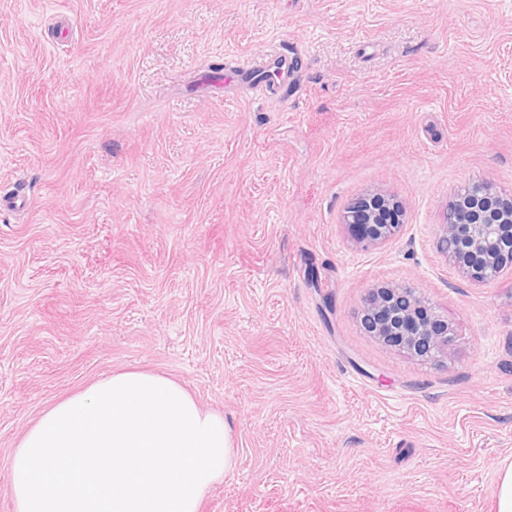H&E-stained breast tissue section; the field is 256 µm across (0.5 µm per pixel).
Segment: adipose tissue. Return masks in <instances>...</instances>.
Here are the masks:
<instances>
[{"instance_id": "obj_1", "label": "adipose tissue", "mask_w": 512, "mask_h": 512, "mask_svg": "<svg viewBox=\"0 0 512 512\" xmlns=\"http://www.w3.org/2000/svg\"><path fill=\"white\" fill-rule=\"evenodd\" d=\"M235 458L223 416L176 380L119 371L25 432L10 466L14 512H199Z\"/></svg>"}]
</instances>
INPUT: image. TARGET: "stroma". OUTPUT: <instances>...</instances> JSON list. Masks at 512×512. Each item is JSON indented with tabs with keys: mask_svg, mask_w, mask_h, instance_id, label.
Returning <instances> with one entry per match:
<instances>
[{
	"mask_svg": "<svg viewBox=\"0 0 512 512\" xmlns=\"http://www.w3.org/2000/svg\"><path fill=\"white\" fill-rule=\"evenodd\" d=\"M288 51L276 101L204 76ZM512 192V0H0V512L52 402L115 370L223 413L200 512H497L512 462V273L439 250L469 183ZM404 206L356 247V197ZM416 288L455 336L367 335ZM361 324L383 344L421 359L447 354L454 336L448 318L435 312L415 289L403 285L371 289Z\"/></svg>",
	"mask_w": 512,
	"mask_h": 512,
	"instance_id": "1",
	"label": "stroma"
}]
</instances>
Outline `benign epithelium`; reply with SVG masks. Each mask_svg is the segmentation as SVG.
<instances>
[{"label":"benign epithelium","mask_w":512,"mask_h":512,"mask_svg":"<svg viewBox=\"0 0 512 512\" xmlns=\"http://www.w3.org/2000/svg\"><path fill=\"white\" fill-rule=\"evenodd\" d=\"M343 224L362 225L364 233L354 240L368 248L400 232L403 211L393 198L370 194L346 208ZM510 238L512 194L501 192L489 181L462 189L438 225L441 252L460 273L477 283L512 270V249L504 245ZM361 324L383 344L421 359L447 354L454 336L448 318L435 312L415 289L403 285L371 289L364 300Z\"/></svg>","instance_id":"1"}]
</instances>
